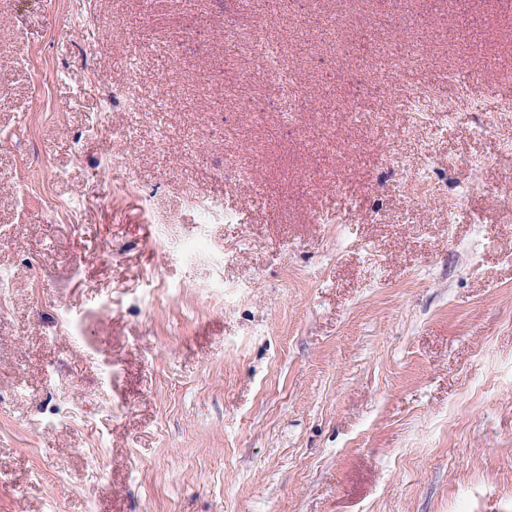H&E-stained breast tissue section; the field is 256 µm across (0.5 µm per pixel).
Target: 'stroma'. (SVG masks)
Listing matches in <instances>:
<instances>
[{"mask_svg": "<svg viewBox=\"0 0 512 512\" xmlns=\"http://www.w3.org/2000/svg\"><path fill=\"white\" fill-rule=\"evenodd\" d=\"M243 18L0 0V512H512V112L467 109L474 69L512 68V24L473 14L467 54L432 36L399 86L453 71L466 116L416 128L368 53L284 46L310 111L250 93L224 43ZM424 162L485 189L453 215L408 201Z\"/></svg>", "mask_w": 512, "mask_h": 512, "instance_id": "35a3bbf8", "label": "stroma"}]
</instances>
